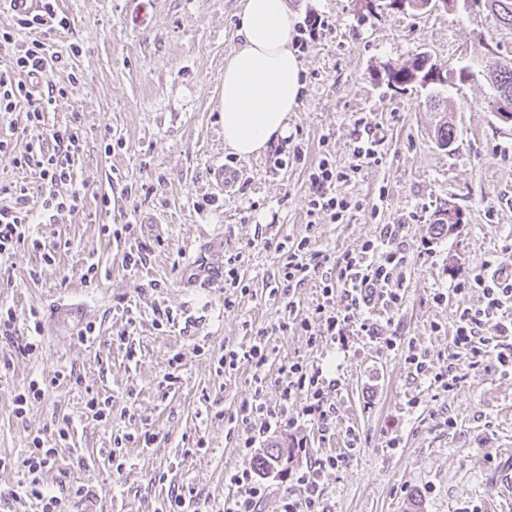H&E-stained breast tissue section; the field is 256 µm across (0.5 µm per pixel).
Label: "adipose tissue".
<instances>
[{
    "label": "adipose tissue",
    "instance_id": "obj_1",
    "mask_svg": "<svg viewBox=\"0 0 512 512\" xmlns=\"http://www.w3.org/2000/svg\"><path fill=\"white\" fill-rule=\"evenodd\" d=\"M298 16L288 0H244L239 45L224 64V145L246 159L289 133L304 88L291 47Z\"/></svg>",
    "mask_w": 512,
    "mask_h": 512
}]
</instances>
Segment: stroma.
I'll use <instances>...</instances> for the list:
<instances>
[{
    "label": "stroma",
    "instance_id": "stroma-1",
    "mask_svg": "<svg viewBox=\"0 0 512 512\" xmlns=\"http://www.w3.org/2000/svg\"><path fill=\"white\" fill-rule=\"evenodd\" d=\"M289 2L300 16L330 17L335 28L299 56L305 90L289 116L290 143L242 159L224 148L220 103L243 0H57L70 26L48 36L66 64L48 78L71 90L53 102L46 127L80 118L74 180L56 191L78 189L85 199L33 227L34 237L53 246L52 261L23 244L0 259V305L21 318L35 309L42 318V346L33 354L0 338V456L21 455L32 436H51L70 418L76 430L59 447L58 466L68 482L99 490L79 512H162L170 488L182 485L206 506L222 505L232 492L225 476L243 462L226 421L248 396L252 372L217 375V360L225 346L248 344L249 329L287 317L286 299L270 293L282 264L273 243L305 234L310 168L325 152L347 167L364 117L381 140L382 160L337 183V194L361 207L347 223L316 225L314 235L317 248L337 257L360 250L377 225H404V301L368 313L396 346L361 336L337 353L278 332L269 341L271 365L301 354L341 380L336 434L311 442L307 455L342 457L324 484L328 512H512L497 481L512 468V376L469 369L446 393L414 379L404 361L410 345L437 363L451 357L457 301L439 304L434 294L512 239V128L489 112L483 80L435 100L387 77L419 53L441 68L512 59V28L487 11L439 6L371 15L360 0ZM443 114L457 131L449 149L434 139ZM107 127L121 142L109 155L100 136ZM293 144L300 156L290 152ZM223 165L243 172L229 193L213 179ZM102 193L115 199L111 213L97 206ZM450 206L461 223L434 234L439 210ZM129 221L131 238L100 232ZM138 245L145 264L124 267L125 252ZM234 254L249 292L228 309L215 271ZM91 259L104 275L88 283L82 274ZM157 303L172 310L174 324L153 325ZM90 321L98 336L78 341ZM124 335L130 344L121 343ZM175 355L182 367L169 385ZM59 368L68 378L15 418L14 397L31 376ZM92 394L111 397V422L92 417L85 406ZM136 429L155 432L154 447L128 446L124 468L113 470L104 454L113 432ZM350 429L361 438L353 451L345 446ZM394 437L399 447H390ZM200 438L206 446L198 450ZM78 454L87 459L81 469L72 464Z\"/></svg>",
    "mask_w": 512,
    "mask_h": 512
}]
</instances>
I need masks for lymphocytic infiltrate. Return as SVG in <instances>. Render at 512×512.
I'll list each match as a JSON object with an SVG mask.
<instances>
[{
    "label": "lymphocytic infiltrate",
    "mask_w": 512,
    "mask_h": 512,
    "mask_svg": "<svg viewBox=\"0 0 512 512\" xmlns=\"http://www.w3.org/2000/svg\"><path fill=\"white\" fill-rule=\"evenodd\" d=\"M17 45L10 64L0 69V112L12 111L18 103H25L29 140L24 151L17 153L11 139L0 137V154L12 155L17 167L34 173L40 183L41 207L36 210L30 205V183L21 181L5 186L4 192L10 195L11 203L0 207V256L11 254L18 244L25 243L42 251L44 260L48 261L53 254L45 250L40 239L32 236L31 226L37 220H53L58 212L83 204L85 194L81 190H74L66 197L54 191L55 186L72 179V158L81 149V122L76 119L52 134H45L47 106L55 97L67 93L66 86L46 81L48 72L61 63L63 56L46 38ZM40 82L47 85L46 93L41 95L36 92ZM48 136L54 141L50 149L44 146ZM347 177V170L338 168L335 160L325 154L311 167L308 227H315L320 221L344 222L353 204L337 195L336 184ZM277 249L286 260L278 273L275 294L293 299L298 288L317 276L321 279L320 295L306 315L289 316L272 329H257L248 347H225L217 361L219 370L227 374L245 366L252 371L251 390L230 418V431L237 438L244 462L228 474L234 492L225 497L218 512H260L266 486L252 460L256 448L271 433L288 431L294 451L302 452L308 444L303 429L316 428L325 440L336 431L339 379L309 365L299 355L281 364L275 376H268L271 357L268 341L272 332L294 330L306 337L309 347L327 345L345 351L354 337L381 338L379 325L365 318V311L378 304L397 307L403 301L401 271L409 263L403 225H379L376 237L366 241L359 252L336 259L316 249L308 235L278 242ZM475 288L480 289L483 304L478 308H458L452 336L456 355L438 366L424 352L411 349L405 357L415 377L429 380L446 392L456 389L466 366L493 369L503 375L512 373V348L498 344L499 338L512 335V318L505 316L506 310L512 308V265L498 260L485 262L472 277L456 283L451 294L462 297ZM41 324L38 311H30L22 323L15 310L0 307V335H24L25 342L20 346L23 354L38 349ZM297 393L304 395L305 403L300 411L292 414L288 411V401ZM69 435L70 427L64 424L56 429L53 437L33 436L22 457H0L1 468L13 467L19 474L17 486L8 491V498L15 502L36 500L41 512H73L81 502L95 497V490L85 484L66 485L62 495L54 491L65 476L57 467V446L66 442ZM339 462V457L325 454L310 459L305 467L286 470L288 494L282 500L280 512H326L323 485L335 473Z\"/></svg>",
    "instance_id": "obj_1"
}]
</instances>
